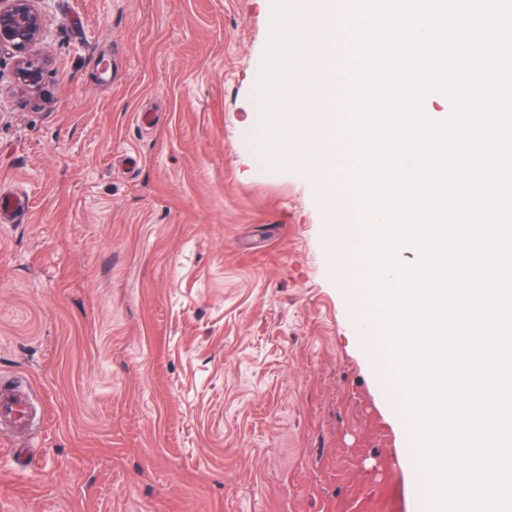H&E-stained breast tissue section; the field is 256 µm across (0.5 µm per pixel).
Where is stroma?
<instances>
[{
    "label": "stroma",
    "instance_id": "35a3bbf8",
    "mask_svg": "<svg viewBox=\"0 0 512 512\" xmlns=\"http://www.w3.org/2000/svg\"><path fill=\"white\" fill-rule=\"evenodd\" d=\"M0 53V512H430L315 170L257 153L272 0H37ZM37 0L0 1V52L10 51L16 59V82L26 92L39 90L48 59L33 54L40 37L42 16ZM1 383V381H0ZM30 416L29 399L14 389L0 385V420L25 423Z\"/></svg>",
    "mask_w": 512,
    "mask_h": 512
}]
</instances>
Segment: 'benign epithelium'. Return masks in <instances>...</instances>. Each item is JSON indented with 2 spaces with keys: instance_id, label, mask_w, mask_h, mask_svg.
<instances>
[{
  "instance_id": "obj_1",
  "label": "benign epithelium",
  "mask_w": 512,
  "mask_h": 512,
  "mask_svg": "<svg viewBox=\"0 0 512 512\" xmlns=\"http://www.w3.org/2000/svg\"><path fill=\"white\" fill-rule=\"evenodd\" d=\"M37 0H0V52L16 59V82L26 92L39 90L48 59L33 54L40 37L42 16Z\"/></svg>"
}]
</instances>
